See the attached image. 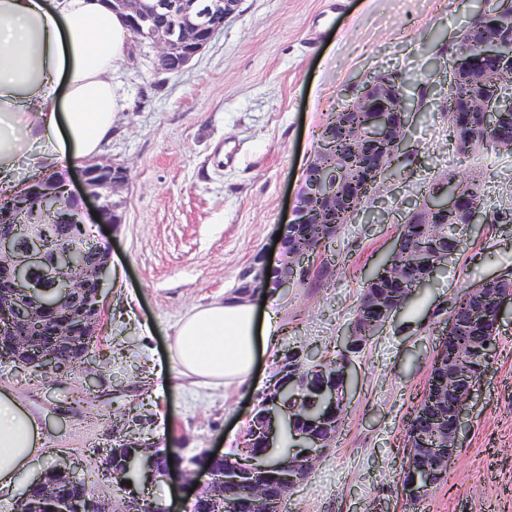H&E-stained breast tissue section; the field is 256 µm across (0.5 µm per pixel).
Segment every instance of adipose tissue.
Listing matches in <instances>:
<instances>
[{
    "label": "adipose tissue",
    "mask_w": 512,
    "mask_h": 512,
    "mask_svg": "<svg viewBox=\"0 0 512 512\" xmlns=\"http://www.w3.org/2000/svg\"><path fill=\"white\" fill-rule=\"evenodd\" d=\"M127 36L110 0H0V184L23 192L111 136ZM279 321L272 305L229 296L180 325L174 353L189 374L238 387ZM43 443L37 417L0 391V490L45 457Z\"/></svg>",
    "instance_id": "1"
}]
</instances>
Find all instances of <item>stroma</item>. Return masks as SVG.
<instances>
[{
	"label": "stroma",
	"instance_id": "35a3bbf8",
	"mask_svg": "<svg viewBox=\"0 0 512 512\" xmlns=\"http://www.w3.org/2000/svg\"><path fill=\"white\" fill-rule=\"evenodd\" d=\"M496 3L242 0L223 32L175 75L153 73L151 59L128 42L113 79L112 137L97 152L129 174L123 223L94 229L111 253L107 325L94 347L103 363L90 386L79 371L55 381L0 362V390L40 418L51 449L0 494V512H16L25 487L59 463L118 512L127 493L96 466L118 439L147 446L168 439L185 461L236 454L285 349L335 357L366 276L427 184L461 176L487 207L512 209V153L458 152L440 93L457 33ZM387 70L410 79L422 109L407 132V161L384 175L374 213L341 228L319 257L317 268L327 271L320 287L278 297L288 331L274 350L258 352L240 389L184 375L173 356L180 322L233 294L253 257L274 250L317 131L348 85ZM506 272L512 223L473 226L467 250L352 355L354 386L336 439L289 491L283 512H410L401 485L405 428L425 391L443 311L463 287ZM417 512H512V310L450 480Z\"/></svg>",
	"mask_w": 512,
	"mask_h": 512
}]
</instances>
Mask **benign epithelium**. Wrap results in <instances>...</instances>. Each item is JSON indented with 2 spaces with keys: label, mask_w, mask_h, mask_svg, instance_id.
<instances>
[{
  "label": "benign epithelium",
  "mask_w": 512,
  "mask_h": 512,
  "mask_svg": "<svg viewBox=\"0 0 512 512\" xmlns=\"http://www.w3.org/2000/svg\"><path fill=\"white\" fill-rule=\"evenodd\" d=\"M240 4L241 0H112V9L132 31L151 30L152 48L157 52L156 72L168 74L170 70L164 63L172 61L175 72L183 71L237 14ZM472 44L483 49L485 58L493 56L495 60L473 70L475 89L469 96L461 99L448 97V119H453L459 112H477L482 117L481 128L505 140L511 148L512 58L496 56L494 51L512 44V23L490 22L463 30L448 59L446 88L454 85L460 60L468 54ZM488 82L496 85L497 93L493 97L484 92V84ZM410 88L411 81L397 71L384 72L354 88L351 100L333 113V120L346 127L351 125L350 115L353 113L370 114L368 125L352 131V148L375 146L387 139L398 153H403L402 144L418 108ZM82 179L85 194L93 200L94 211L99 216L97 223H121V207L115 196L127 186L128 170L107 160H88L82 167ZM33 191L41 195L42 211H55L58 191L52 188V183H44L40 187L35 185ZM362 195L371 198L374 193L351 181L343 170L332 171L323 166L319 154H314L304 169L291 219L278 227L282 237L277 242V262H270L263 253L257 255L242 276L244 284L239 295L251 297L270 289L286 294L288 289L298 287L299 276L308 270L313 253L286 249L284 242L288 228L297 224H327L331 213L347 210L353 197ZM499 220L498 212L469 203L468 192L458 188L455 181L449 182L445 178L435 181L434 188L415 204L409 216V221L414 224L432 225V234L444 237L451 245L467 237L472 225ZM50 228L51 225L44 223L41 217L32 214L28 243L22 244L14 225L0 224V297L14 314L17 328L14 335H27L31 325L49 317L56 324L54 340L48 345L39 343L34 346L13 340L14 359L38 353L37 371L51 379L62 378L77 368H85L92 375L94 371L88 369L92 351H85L83 363L79 364L64 358L61 350L73 346L72 314L77 306L82 309L80 326L84 333L94 339L101 335L103 290L111 273L110 259L106 256L88 265L83 264L77 275H70L69 271L75 267L72 251L58 249L47 253L40 247L38 238L47 234ZM403 251V238L399 237L380 265L377 276L400 278L402 271L396 258ZM413 265L422 271V276L402 289L397 300L390 301L375 292L365 296L363 304L376 314V319L369 325L355 317L343 339L344 352L356 351L365 345L371 335L397 315L413 291L429 285L442 267L435 255L424 252L415 254ZM36 270L45 274L46 285H36L33 279ZM471 301L476 308L491 303L494 329H499L503 310L512 306V275H501L483 282L482 287L472 289ZM464 326L462 321L449 322L433 357L429 374L438 391L435 394L436 406L431 408L430 428L408 430L402 462V490L410 506L419 505L427 492L440 483V465H450L455 460L463 417L484 380V377L472 376L460 368L467 356L461 354L456 361H448L447 349L455 346L456 336ZM349 365L348 360L336 365L332 381L321 391L330 412L318 417L313 424L289 417L288 404L283 400L288 390L305 388L306 380L289 369L280 370L275 383L269 385L263 395V402L257 404L251 414L249 425L253 433L244 435L246 452L243 458L208 452L184 470L168 464L160 469L152 454L139 456L123 445L109 449L104 455L106 476L128 482L144 472L194 482L197 489L186 497L181 512H190V506L218 482L241 492L246 512H273L275 503L282 501L293 487L307 478L321 454L336 438L344 417L336 406H347ZM450 393L456 395L458 401L446 411L444 407ZM281 423L291 428L294 447L298 451L289 456L286 463L275 465L268 454L277 446ZM46 493L48 501L59 503L54 512H70L72 509L76 512H106L94 497L84 505H77L58 501L50 488Z\"/></svg>",
  "instance_id": "obj_1"
}]
</instances>
